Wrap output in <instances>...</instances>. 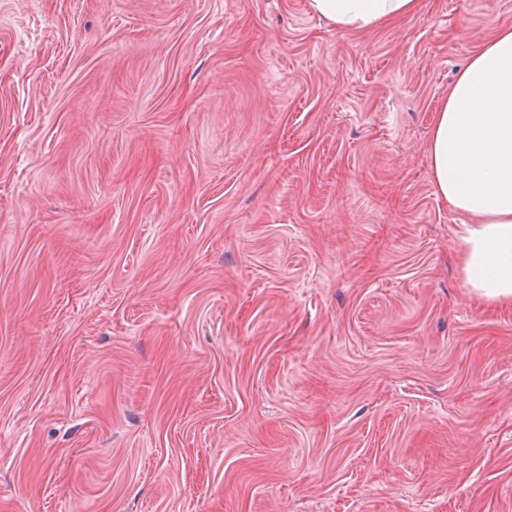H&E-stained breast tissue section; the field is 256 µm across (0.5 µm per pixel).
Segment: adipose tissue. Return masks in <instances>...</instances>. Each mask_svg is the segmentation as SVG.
Here are the masks:
<instances>
[{
  "label": "adipose tissue",
  "instance_id": "ef3b65f1",
  "mask_svg": "<svg viewBox=\"0 0 512 512\" xmlns=\"http://www.w3.org/2000/svg\"><path fill=\"white\" fill-rule=\"evenodd\" d=\"M419 0H310L336 27L364 30L413 14ZM435 186L466 216L457 236L465 283L512 302V28L499 30L455 79L429 143Z\"/></svg>",
  "mask_w": 512,
  "mask_h": 512
}]
</instances>
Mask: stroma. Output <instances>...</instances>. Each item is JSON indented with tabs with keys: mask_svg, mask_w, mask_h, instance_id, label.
<instances>
[{
	"mask_svg": "<svg viewBox=\"0 0 512 512\" xmlns=\"http://www.w3.org/2000/svg\"><path fill=\"white\" fill-rule=\"evenodd\" d=\"M512 0H0V512H512V304L431 175ZM419 0H310L311 8L336 27L364 30L415 13Z\"/></svg>",
	"mask_w": 512,
	"mask_h": 512,
	"instance_id": "obj_1",
	"label": "stroma"
}]
</instances>
